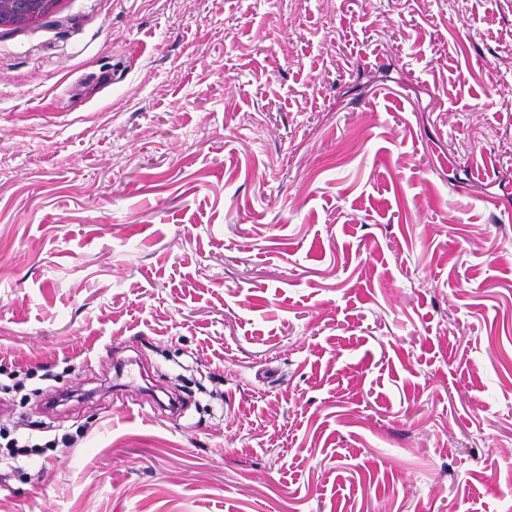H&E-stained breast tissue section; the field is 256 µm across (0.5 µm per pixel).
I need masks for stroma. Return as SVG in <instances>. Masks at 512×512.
Here are the masks:
<instances>
[{"mask_svg": "<svg viewBox=\"0 0 512 512\" xmlns=\"http://www.w3.org/2000/svg\"><path fill=\"white\" fill-rule=\"evenodd\" d=\"M1 428L0 512H512V0L0 31Z\"/></svg>", "mask_w": 512, "mask_h": 512, "instance_id": "stroma-1", "label": "stroma"}]
</instances>
